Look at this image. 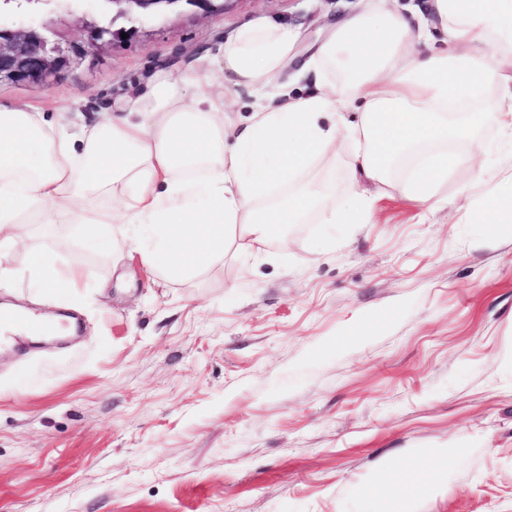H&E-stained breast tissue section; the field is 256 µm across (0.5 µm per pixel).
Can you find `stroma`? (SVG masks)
Wrapping results in <instances>:
<instances>
[{"label":"stroma","instance_id":"obj_1","mask_svg":"<svg viewBox=\"0 0 512 512\" xmlns=\"http://www.w3.org/2000/svg\"><path fill=\"white\" fill-rule=\"evenodd\" d=\"M363 2L173 14L0 105L93 121L246 25L288 26L309 56ZM473 149L487 173L449 174L440 208L394 188L367 223L292 224L285 251L189 281L88 248L80 225L22 224L0 303H29L31 248L93 278L37 305L77 335L0 352V512H378L376 486L418 454L443 486L411 512H512V223L482 222L512 136L485 125Z\"/></svg>","mask_w":512,"mask_h":512}]
</instances>
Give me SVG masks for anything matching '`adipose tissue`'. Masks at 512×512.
Listing matches in <instances>:
<instances>
[{
    "instance_id": "obj_1",
    "label": "adipose tissue",
    "mask_w": 512,
    "mask_h": 512,
    "mask_svg": "<svg viewBox=\"0 0 512 512\" xmlns=\"http://www.w3.org/2000/svg\"><path fill=\"white\" fill-rule=\"evenodd\" d=\"M432 13L433 23L415 24L373 2L348 17L304 62L308 71L344 72L314 94L272 90L296 38L263 24L240 28L216 57L178 77L157 75L92 123L54 126L29 107L0 108V255L17 244L19 224H81L89 246L129 248L166 280L183 281L228 249L260 255L287 242L292 224L366 223L393 184L436 205L450 170L486 168L483 155L464 151L469 130L449 113L494 85L512 98V76L496 61L512 55V0H432ZM221 70L264 98L244 120L228 116L224 94L208 91ZM189 87L200 93L188 104ZM341 134L357 147L335 209L311 168L333 162ZM29 264L44 272L36 288L45 297L92 277L55 267L43 251ZM433 467L407 463L402 479L382 487L381 512H405L409 493L433 491L417 480Z\"/></svg>"
}]
</instances>
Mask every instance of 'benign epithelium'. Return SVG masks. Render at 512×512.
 <instances>
[{
    "mask_svg": "<svg viewBox=\"0 0 512 512\" xmlns=\"http://www.w3.org/2000/svg\"><path fill=\"white\" fill-rule=\"evenodd\" d=\"M230 0H90L89 9L45 17L27 30L0 29V85L48 86L86 66L101 51L134 37L139 24L166 17L186 7L203 15L227 9ZM78 26L83 38L70 36Z\"/></svg>",
    "mask_w": 512,
    "mask_h": 512,
    "instance_id": "obj_1",
    "label": "benign epithelium"
}]
</instances>
